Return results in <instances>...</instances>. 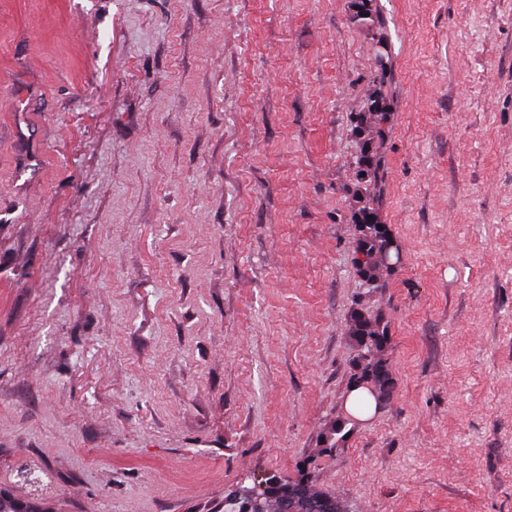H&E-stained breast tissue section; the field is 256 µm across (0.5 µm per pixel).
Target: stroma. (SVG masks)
<instances>
[{"label":"stroma","mask_w":512,"mask_h":512,"mask_svg":"<svg viewBox=\"0 0 512 512\" xmlns=\"http://www.w3.org/2000/svg\"><path fill=\"white\" fill-rule=\"evenodd\" d=\"M378 97L401 259L372 289L352 160ZM21 99L51 159L17 190ZM357 309L394 389L352 419ZM25 467L59 512H210L264 473L353 512H512V0H0L17 500Z\"/></svg>","instance_id":"stroma-1"}]
</instances>
